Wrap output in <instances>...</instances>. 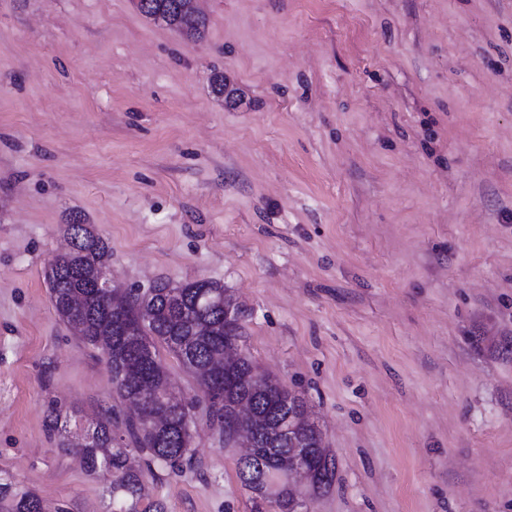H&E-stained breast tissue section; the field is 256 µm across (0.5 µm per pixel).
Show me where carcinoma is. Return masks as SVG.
<instances>
[{
    "label": "carcinoma",
    "instance_id": "1",
    "mask_svg": "<svg viewBox=\"0 0 512 512\" xmlns=\"http://www.w3.org/2000/svg\"><path fill=\"white\" fill-rule=\"evenodd\" d=\"M147 17L161 16L170 27L201 34L207 18L181 7L183 0H149ZM67 236L79 240L76 248L54 257L45 279L52 305L65 324L79 322L85 341L102 350L111 373L112 390L121 399L140 397L142 409L132 419L119 420L107 410L88 431L90 441L80 447L85 471L105 482L112 512H165L159 501L144 502V482L155 477L153 466L172 470L194 460L195 409L204 406L210 426L233 444L226 418L239 403L252 406L261 422L257 448L260 461L252 471L238 470L243 487L257 483L266 489V503L278 508L293 503L288 480L278 471L298 448L310 449L320 477L313 492L331 487L336 460L324 448L320 430L309 420L307 403L300 394L276 378L264 374L253 378L251 359L242 354L238 364L217 367L224 359V346L240 341L241 328L224 331V286L210 280L187 282L171 293L166 283L145 293L129 292L127 307L112 308L106 292L94 281L110 257L108 243L85 224L82 215L69 216ZM147 323L135 326L137 314ZM208 326L197 333V323ZM166 349L192 373L198 393L188 401L169 390V376L159 348ZM292 419L295 429L288 436L278 431L281 422ZM0 512H51L33 492L19 493L13 482L0 477Z\"/></svg>",
    "mask_w": 512,
    "mask_h": 512
}]
</instances>
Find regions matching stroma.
Segmentation results:
<instances>
[{"label": "stroma", "instance_id": "obj_1", "mask_svg": "<svg viewBox=\"0 0 512 512\" xmlns=\"http://www.w3.org/2000/svg\"><path fill=\"white\" fill-rule=\"evenodd\" d=\"M198 7L190 38L135 0H0V473L109 508L73 445L129 407L44 278L78 212L122 287L235 296L336 459L311 512H512V0ZM192 446L149 499L254 512L240 449L202 415Z\"/></svg>", "mask_w": 512, "mask_h": 512}]
</instances>
